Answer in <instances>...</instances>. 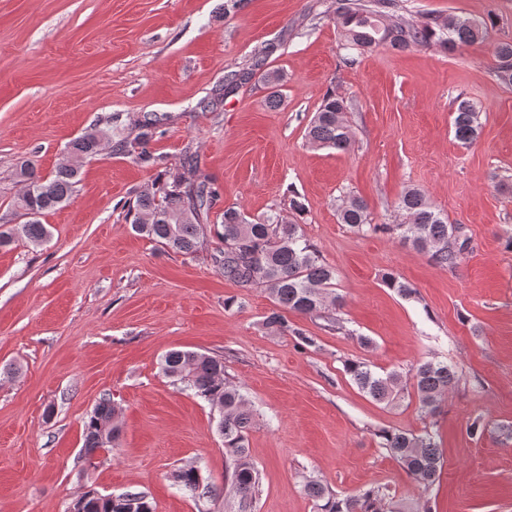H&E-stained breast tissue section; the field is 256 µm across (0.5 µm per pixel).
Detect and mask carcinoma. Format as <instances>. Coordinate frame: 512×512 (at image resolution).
Listing matches in <instances>:
<instances>
[{"label": "carcinoma", "instance_id": "obj_1", "mask_svg": "<svg viewBox=\"0 0 512 512\" xmlns=\"http://www.w3.org/2000/svg\"><path fill=\"white\" fill-rule=\"evenodd\" d=\"M335 16L343 36L342 61L347 66L355 64L358 53L375 45L386 44L395 49L436 45L453 52L483 42L488 32L487 23L478 19L434 17L414 22L403 14L399 0H336ZM494 54L498 61L497 79L511 86L512 42L498 43ZM261 66L262 61L257 60L252 68L227 77L224 93L248 81ZM346 111V97L334 91L328 93L307 126L309 143L348 150L352 134L344 119ZM120 121V115H112V128L76 138L69 145V153L76 158L96 156L116 137L122 150L136 163L148 168L165 165L163 157L149 150L159 128L157 120L142 121L132 140L121 136ZM453 129L454 137L463 145H472L478 139L477 112L466 99L458 101ZM186 164L181 172H165L151 190L128 203L127 215L132 217L134 231L179 253L193 255L201 247L207 227H213L215 236L224 243V248L214 255L224 279L243 289L264 288L272 303L264 323L273 333L288 330V312L319 317L328 302L337 311L343 307L342 297L333 293L336 270L307 242L300 225L279 213L256 221L233 207L224 210L223 223L210 225V211L220 189L196 175L192 159H187ZM78 174V167L67 162L51 178L44 179L31 164H21L20 175L26 186L17 206L30 215V220L0 231V248L19 240L34 245L45 242L50 231L39 216L69 199ZM397 209L409 217V223L373 224L365 200L352 197L341 205L339 220L357 233L382 230L393 235L427 254L441 268L456 269L462 264L467 239L460 238L458 227L436 212L424 193L407 190ZM161 370L211 407L222 410L219 432L230 458L229 478L238 512H248L258 489L259 473L245 445L256 425V414L242 388L226 379L223 359L199 351L170 350L162 357ZM346 371L360 391L388 406L398 404L408 389H413L421 411L428 415L436 412L442 397L457 380L455 367L445 360L420 364L409 379L398 371L379 373L361 360L348 361ZM119 435L116 407L111 398L104 396L84 422L85 456L90 458L101 449L114 447ZM380 437L389 456L402 465L422 492H429L444 465L435 434L426 431L417 435L395 429L381 432ZM174 479L178 486L192 493H213L195 466L180 468ZM304 491L315 502L318 512H390L386 494L379 489L340 498L321 481L309 479ZM69 512H154V506L141 492L114 496L87 491L72 503Z\"/></svg>", "mask_w": 512, "mask_h": 512}]
</instances>
